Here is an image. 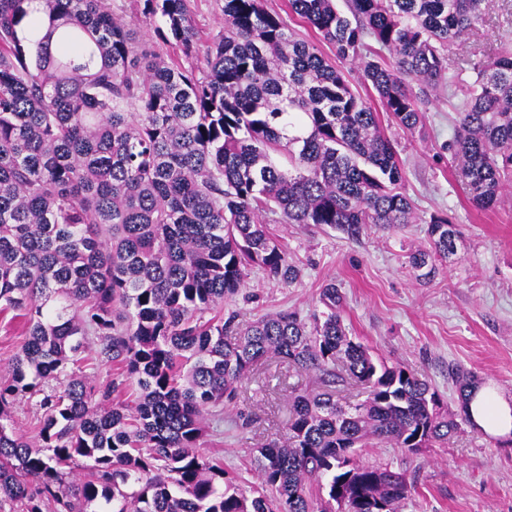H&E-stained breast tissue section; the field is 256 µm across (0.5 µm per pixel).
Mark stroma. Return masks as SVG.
<instances>
[{"mask_svg":"<svg viewBox=\"0 0 512 512\" xmlns=\"http://www.w3.org/2000/svg\"><path fill=\"white\" fill-rule=\"evenodd\" d=\"M489 15L469 39L452 47L448 70L474 77L469 61L512 37V0H490ZM422 133L386 124L404 165V190L418 212L448 214L458 231L457 254L437 260L431 279L417 278L408 256L429 249L426 227L383 229L368 225L359 239L311 224H275L290 259L302 270L293 285L251 270L225 312L247 323L280 310L307 315L320 308V292L335 283L344 296L341 316L355 340L387 363H398L428 380L455 404L449 367L475 374L512 397V185L499 206H471L441 145L455 127L457 112L447 90L431 96ZM315 373L268 358L244 379L219 429L209 431L202 452L219 459L239 486L256 480L254 450L288 433L291 395L318 387ZM363 462L405 473L415 484L398 512H512V444H500L461 423L447 446L413 454L400 448L364 449Z\"/></svg>","mask_w":512,"mask_h":512,"instance_id":"35a3bbf8","label":"stroma"}]
</instances>
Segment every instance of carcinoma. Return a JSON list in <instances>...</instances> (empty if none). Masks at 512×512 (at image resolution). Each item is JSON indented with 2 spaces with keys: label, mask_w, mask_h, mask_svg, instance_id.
<instances>
[{
  "label": "carcinoma",
  "mask_w": 512,
  "mask_h": 512,
  "mask_svg": "<svg viewBox=\"0 0 512 512\" xmlns=\"http://www.w3.org/2000/svg\"><path fill=\"white\" fill-rule=\"evenodd\" d=\"M346 5L289 0L338 58L359 61L376 108L261 0H223L224 30L203 45L191 0H140L186 67L110 0H0V315L25 336L0 379V512H332L338 494L348 512H397L411 484L359 451L415 453L468 421L473 375L448 368L461 406L448 410L428 380L349 336L332 283L305 317L224 316L249 270L300 278L271 224L351 239L425 224L431 251L408 260L421 279L432 256L456 255L451 218L414 210L379 119L423 128L443 82L461 105L444 148L469 203L493 209L512 182V39L472 63L473 81L448 73L488 0ZM271 356L322 389L293 397L288 438L258 449L246 495L200 448L207 417L222 421ZM95 364L112 378L83 373ZM338 365L365 400L336 399ZM133 387L136 401L117 403ZM22 401L41 413L36 446L12 419Z\"/></svg>",
  "instance_id": "1"
}]
</instances>
